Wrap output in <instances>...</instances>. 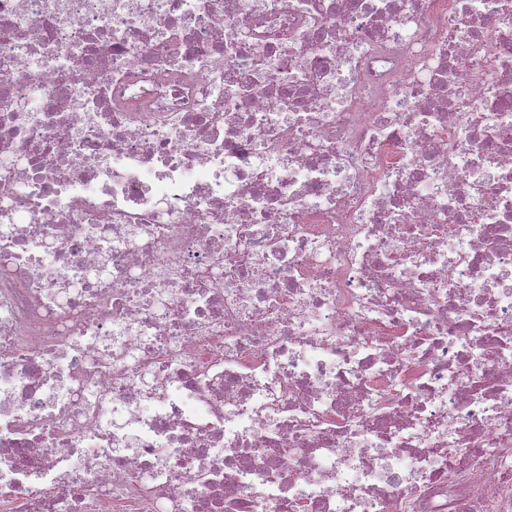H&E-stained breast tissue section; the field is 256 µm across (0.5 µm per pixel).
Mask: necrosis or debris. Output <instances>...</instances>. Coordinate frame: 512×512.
<instances>
[{"label":"necrosis or debris","mask_w":512,"mask_h":512,"mask_svg":"<svg viewBox=\"0 0 512 512\" xmlns=\"http://www.w3.org/2000/svg\"><path fill=\"white\" fill-rule=\"evenodd\" d=\"M0 512H512V0H0Z\"/></svg>","instance_id":"obj_1"}]
</instances>
